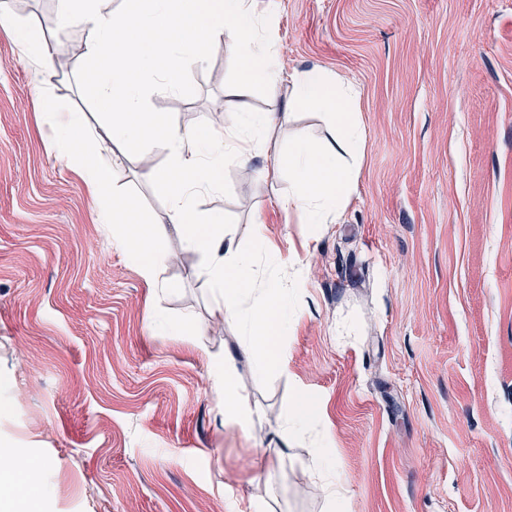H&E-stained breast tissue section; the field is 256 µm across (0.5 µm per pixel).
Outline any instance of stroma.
<instances>
[{"label":"stroma","instance_id":"35a3bbf8","mask_svg":"<svg viewBox=\"0 0 512 512\" xmlns=\"http://www.w3.org/2000/svg\"><path fill=\"white\" fill-rule=\"evenodd\" d=\"M277 34L283 110L293 76L349 86L366 152L342 217L313 226L277 203L265 158L223 165L220 212L245 252L276 248L292 289L283 374L263 376L218 311L200 255L163 245L160 287L141 276L81 178L56 156L60 111L102 116L83 90L85 34L55 0H0L57 49L55 70L0 29V446L43 467L35 512H327L307 465L326 448L350 512H512V0H252ZM238 61L221 44L180 88L146 104L180 128L236 124ZM322 114L277 132L326 138ZM121 151L117 189L145 214L166 196ZM348 318L353 336L339 337ZM186 321L175 335L172 323ZM233 356L251 428L229 418L211 372ZM303 395L317 422L283 440Z\"/></svg>","mask_w":512,"mask_h":512}]
</instances>
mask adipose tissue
I'll use <instances>...</instances> for the list:
<instances>
[{"label": "adipose tissue", "instance_id": "obj_1", "mask_svg": "<svg viewBox=\"0 0 512 512\" xmlns=\"http://www.w3.org/2000/svg\"><path fill=\"white\" fill-rule=\"evenodd\" d=\"M120 11L103 0H57L60 27L85 35L81 68L85 89L106 115L103 130L87 132L78 115H70L52 147L66 166L88 185L103 223L118 231L116 241L134 249L142 276L160 280L158 246L177 235L200 253L203 271L217 287L225 321L239 325L244 349L265 375L286 368L284 339L288 332L286 279L276 273L283 260L267 257L258 266L257 253L234 246L223 219L202 216L198 196L223 185V164L264 151L265 174L287 178L288 192L277 199L285 213L304 223L324 224L342 216L359 180L365 132L354 100L340 81L319 70L292 80L288 109L251 111L247 98L256 85L275 86L281 75L275 65L272 26L259 20L251 0H122ZM228 36L239 61L238 82L228 106L239 115L236 126L216 133L212 127L178 128L167 116L145 104V89L154 82L181 86L186 72L203 63ZM294 109L326 116L331 139H296L289 154L267 151L271 133L289 121ZM142 153L163 150L164 169H146L168 198L163 215L145 216L138 201L116 192L115 145Z\"/></svg>", "mask_w": 512, "mask_h": 512}]
</instances>
